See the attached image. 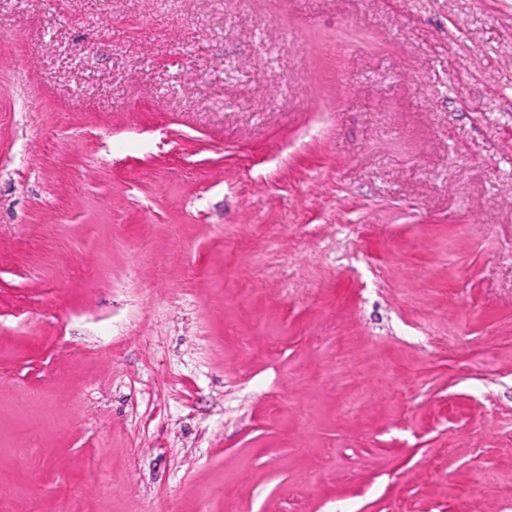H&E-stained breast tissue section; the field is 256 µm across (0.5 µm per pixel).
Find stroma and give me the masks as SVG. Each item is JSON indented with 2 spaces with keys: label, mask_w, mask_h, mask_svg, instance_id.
I'll return each mask as SVG.
<instances>
[{
  "label": "stroma",
  "mask_w": 512,
  "mask_h": 512,
  "mask_svg": "<svg viewBox=\"0 0 512 512\" xmlns=\"http://www.w3.org/2000/svg\"><path fill=\"white\" fill-rule=\"evenodd\" d=\"M512 512V0H0V512Z\"/></svg>",
  "instance_id": "1"
}]
</instances>
